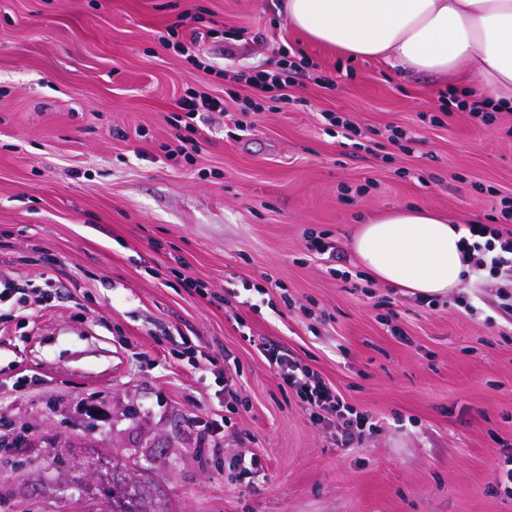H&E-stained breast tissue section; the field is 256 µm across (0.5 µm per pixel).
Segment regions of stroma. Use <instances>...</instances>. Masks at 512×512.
<instances>
[{"mask_svg":"<svg viewBox=\"0 0 512 512\" xmlns=\"http://www.w3.org/2000/svg\"><path fill=\"white\" fill-rule=\"evenodd\" d=\"M188 14L217 34L184 53L161 38ZM282 46L310 63L292 103L242 113L251 91L226 97L224 74L269 69ZM460 88L316 44L281 0H0V277L56 288L0 309V512H112L117 478L167 512H512L494 480L512 453L503 278L428 299L349 246L397 206L499 218L512 113L430 124ZM192 89L224 111L189 130L175 117ZM326 112L353 116L357 139ZM240 118L253 128L236 135ZM188 136L192 159L166 154ZM312 233L339 262L307 249ZM269 347L374 429L337 445V419L311 418ZM244 454L262 461L249 480L228 466Z\"/></svg>","mask_w":512,"mask_h":512,"instance_id":"35a3bbf8","label":"stroma"}]
</instances>
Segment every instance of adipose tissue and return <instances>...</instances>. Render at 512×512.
<instances>
[{"mask_svg":"<svg viewBox=\"0 0 512 512\" xmlns=\"http://www.w3.org/2000/svg\"><path fill=\"white\" fill-rule=\"evenodd\" d=\"M283 9L317 44L453 74L487 106L512 108V0H284ZM467 236L429 209L409 206L360 224L349 244L380 282L434 297L469 273Z\"/></svg>","mask_w":512,"mask_h":512,"instance_id":"ef3b65f1","label":"adipose tissue"}]
</instances>
